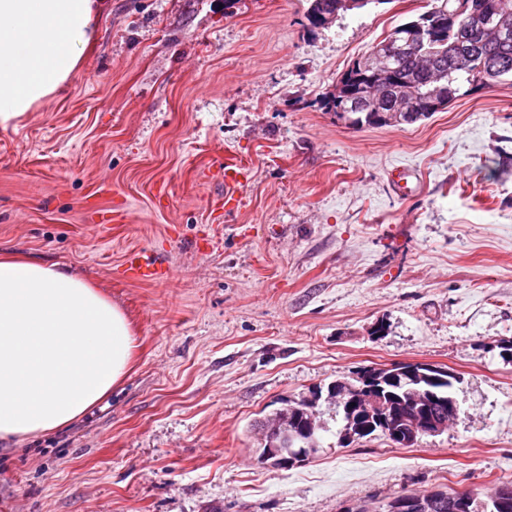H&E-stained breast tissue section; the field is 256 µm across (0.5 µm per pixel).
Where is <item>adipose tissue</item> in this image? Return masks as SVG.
Returning a JSON list of instances; mask_svg holds the SVG:
<instances>
[{
    "label": "adipose tissue",
    "instance_id": "obj_1",
    "mask_svg": "<svg viewBox=\"0 0 512 512\" xmlns=\"http://www.w3.org/2000/svg\"><path fill=\"white\" fill-rule=\"evenodd\" d=\"M94 0H0V124L67 79L92 39ZM123 311L69 268L0 256V440L82 417L125 376Z\"/></svg>",
    "mask_w": 512,
    "mask_h": 512
}]
</instances>
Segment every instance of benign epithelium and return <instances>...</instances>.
<instances>
[{
  "label": "benign epithelium",
  "instance_id": "1",
  "mask_svg": "<svg viewBox=\"0 0 512 512\" xmlns=\"http://www.w3.org/2000/svg\"><path fill=\"white\" fill-rule=\"evenodd\" d=\"M435 38L430 28L419 27L407 41L392 45L388 41L385 55L391 57L397 52L420 55L425 52ZM370 85L388 84L396 81L395 74L385 65L378 66L365 75ZM418 109V97L413 88L404 85L396 100L389 105L387 120L391 123L403 122L409 113ZM443 374L448 369L428 363H413L407 367L397 364L391 367H368L358 376L362 385L355 386L349 381L338 380L327 388V393L316 387L310 394L298 401L288 404L273 416L260 421L258 433L260 459L277 468L286 469L301 461L302 456L286 449V445L300 440L308 442L315 452L320 424L316 421L314 408L321 399L333 401L343 408L347 417L345 430L340 442L353 443L367 434L378 431L385 435L391 444L399 448H410L417 438L425 435H438L448 425V418L458 415L460 406L457 400L448 401V408H443L432 394L415 386H408L403 395L390 399L382 396L379 384L388 381L401 383V380L415 375L423 376V371ZM474 496L467 492L448 498L440 492L434 495L432 507L441 512H468ZM512 504V486L499 484L481 502V507L503 512Z\"/></svg>",
  "mask_w": 512,
  "mask_h": 512
}]
</instances>
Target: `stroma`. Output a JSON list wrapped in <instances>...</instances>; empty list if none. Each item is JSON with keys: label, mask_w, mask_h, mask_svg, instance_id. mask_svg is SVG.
Wrapping results in <instances>:
<instances>
[{"label": "stroma", "mask_w": 512, "mask_h": 512, "mask_svg": "<svg viewBox=\"0 0 512 512\" xmlns=\"http://www.w3.org/2000/svg\"><path fill=\"white\" fill-rule=\"evenodd\" d=\"M430 3L314 29L308 0H105L68 80L0 125V254L75 271L136 348L83 417L0 442V512H345L512 483V82L410 125L324 107ZM230 157L251 180L228 215ZM132 247L167 278L119 277ZM402 362L459 376L447 431L344 446L322 400L314 455L259 462L264 416ZM348 97H350L348 89H345L343 85H339L335 88L334 92H332L330 100H336V104H338L336 115H338V112H343L346 114L345 119L349 120L352 125H367L372 127L398 126L383 123L382 113L384 112H350L352 110L351 107L344 106ZM350 101L351 100L347 102V105Z\"/></svg>", "instance_id": "1"}]
</instances>
